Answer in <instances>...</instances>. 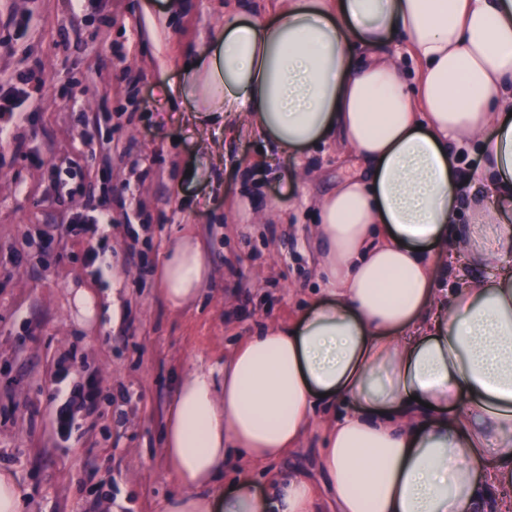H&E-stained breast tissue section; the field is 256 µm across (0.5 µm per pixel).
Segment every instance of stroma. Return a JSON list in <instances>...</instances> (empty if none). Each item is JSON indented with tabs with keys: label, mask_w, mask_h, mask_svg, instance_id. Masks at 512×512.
Instances as JSON below:
<instances>
[{
	"label": "stroma",
	"mask_w": 512,
	"mask_h": 512,
	"mask_svg": "<svg viewBox=\"0 0 512 512\" xmlns=\"http://www.w3.org/2000/svg\"><path fill=\"white\" fill-rule=\"evenodd\" d=\"M279 0H0V80L31 73L17 112H0V469L23 512H163L179 488L160 431L178 379L223 368L233 350L285 323L319 288L315 200L353 171L322 143L269 164L257 137L222 142L223 165L180 112V66L225 15L270 16ZM25 28H18L19 18ZM303 182L289 190L288 175ZM105 210L98 236L76 214ZM277 210L258 224L256 212ZM193 231L212 277L174 309L154 272L165 243ZM106 236L102 269L85 257ZM99 304L86 322L74 289ZM94 380L95 414L69 439L53 418L66 392ZM317 417L298 448L249 472L303 470L315 483ZM110 221L108 215L104 211L97 212L96 215L88 216L79 214L73 219L70 232L75 235L91 233L95 235L98 232V224H108Z\"/></svg>",
	"instance_id": "stroma-1"
}]
</instances>
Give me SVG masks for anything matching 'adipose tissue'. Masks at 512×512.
Wrapping results in <instances>:
<instances>
[{
  "instance_id": "1",
  "label": "adipose tissue",
  "mask_w": 512,
  "mask_h": 512,
  "mask_svg": "<svg viewBox=\"0 0 512 512\" xmlns=\"http://www.w3.org/2000/svg\"><path fill=\"white\" fill-rule=\"evenodd\" d=\"M180 97L282 154L333 143L357 173L315 202L317 298L222 373L184 375L163 429L180 488L164 512H486L489 487L512 490V0H281L270 17L229 15ZM474 146L481 164L463 169ZM461 206L471 221L450 232ZM447 254L483 275L438 274ZM210 276L181 235L160 296L183 307ZM337 403L317 457L328 498L301 472L214 493L227 449L278 460Z\"/></svg>"
}]
</instances>
